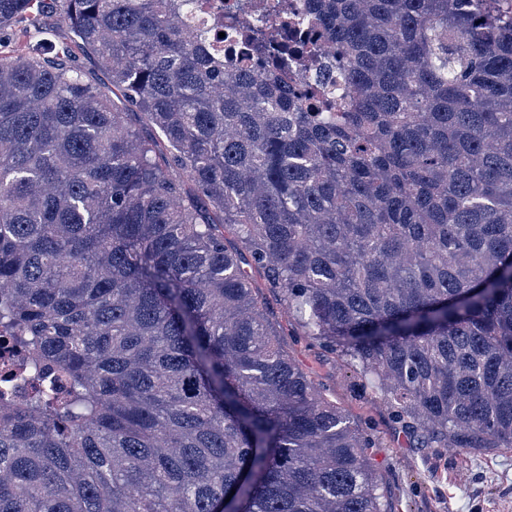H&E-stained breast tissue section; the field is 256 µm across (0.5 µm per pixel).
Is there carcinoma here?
I'll use <instances>...</instances> for the list:
<instances>
[{"mask_svg":"<svg viewBox=\"0 0 512 512\" xmlns=\"http://www.w3.org/2000/svg\"><path fill=\"white\" fill-rule=\"evenodd\" d=\"M189 10L65 0L110 93L0 51V512H391L291 328L422 446L511 450L512 0H282L235 71ZM336 78V62L328 54H322L321 63L312 70L303 72L302 82L313 86H333Z\"/></svg>","mask_w":512,"mask_h":512,"instance_id":"cac0c4a2","label":"carcinoma"}]
</instances>
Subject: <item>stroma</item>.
I'll return each instance as SVG.
<instances>
[{"label":"stroma","mask_w":512,"mask_h":512,"mask_svg":"<svg viewBox=\"0 0 512 512\" xmlns=\"http://www.w3.org/2000/svg\"><path fill=\"white\" fill-rule=\"evenodd\" d=\"M63 10V0H45L39 27L16 24L7 49L77 65L93 83H104L92 61L71 50ZM283 343L329 398L376 429L377 445L368 454L392 512H512V451L418 447L397 436L388 403L360 388L355 366L301 336L284 337Z\"/></svg>","instance_id":"35a3bbf8"}]
</instances>
